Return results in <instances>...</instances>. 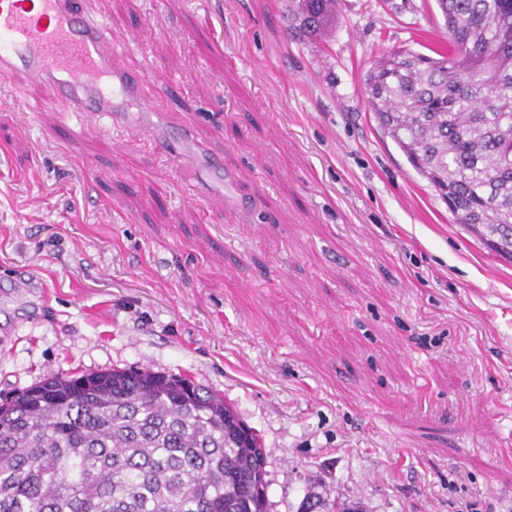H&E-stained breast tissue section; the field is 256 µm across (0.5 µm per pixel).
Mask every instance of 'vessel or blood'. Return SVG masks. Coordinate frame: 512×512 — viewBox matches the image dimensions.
Wrapping results in <instances>:
<instances>
[{
	"instance_id": "1",
	"label": "vessel or blood",
	"mask_w": 512,
	"mask_h": 512,
	"mask_svg": "<svg viewBox=\"0 0 512 512\" xmlns=\"http://www.w3.org/2000/svg\"><path fill=\"white\" fill-rule=\"evenodd\" d=\"M75 3L0 0V77L35 82L85 126L120 123L124 104L139 98L141 77L124 65L139 40L114 43L111 26Z\"/></svg>"
}]
</instances>
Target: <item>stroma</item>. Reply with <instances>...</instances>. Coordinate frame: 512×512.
Returning <instances> with one entry per match:
<instances>
[{
    "label": "stroma",
    "mask_w": 512,
    "mask_h": 512,
    "mask_svg": "<svg viewBox=\"0 0 512 512\" xmlns=\"http://www.w3.org/2000/svg\"><path fill=\"white\" fill-rule=\"evenodd\" d=\"M79 3L141 36L143 102L92 130L0 78V399L51 374L188 375L258 431L270 512L310 488L512 512V262L363 84L381 54L440 44L437 0H339L334 36L306 42L288 0Z\"/></svg>",
    "instance_id": "1"
}]
</instances>
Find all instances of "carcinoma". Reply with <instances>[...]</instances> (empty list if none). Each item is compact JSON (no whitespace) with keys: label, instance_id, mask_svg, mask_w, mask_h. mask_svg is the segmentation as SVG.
Wrapping results in <instances>:
<instances>
[{"label":"carcinoma","instance_id":"carcinoma-1","mask_svg":"<svg viewBox=\"0 0 512 512\" xmlns=\"http://www.w3.org/2000/svg\"><path fill=\"white\" fill-rule=\"evenodd\" d=\"M337 0H288L326 38ZM448 40L364 75L370 110L459 224L512 260V0H438ZM268 453L236 408L149 368L50 375L0 405V512H268ZM297 512H363L309 492Z\"/></svg>","mask_w":512,"mask_h":512}]
</instances>
